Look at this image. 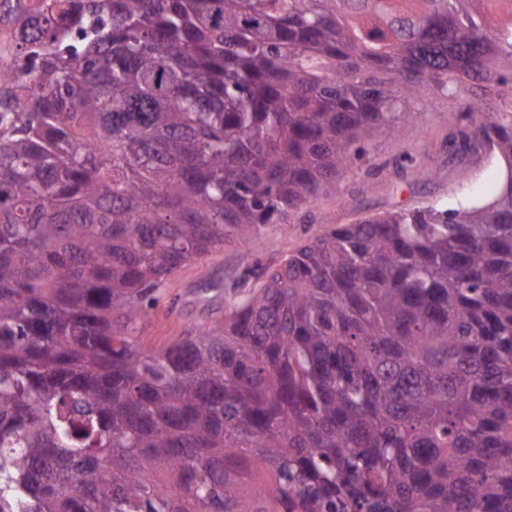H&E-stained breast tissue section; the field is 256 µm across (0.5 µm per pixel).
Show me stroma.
I'll use <instances>...</instances> for the list:
<instances>
[{
	"mask_svg": "<svg viewBox=\"0 0 512 512\" xmlns=\"http://www.w3.org/2000/svg\"><path fill=\"white\" fill-rule=\"evenodd\" d=\"M460 109V99L428 88L421 110L406 114L392 135L366 142L361 156L309 207L187 262L161 286L158 307L146 323L140 346L150 350L202 330L214 318L212 305L224 303L223 297L215 296L214 285L231 286L245 268L257 263L276 267L288 254L339 225L388 210L431 205L452 210L491 200L507 168L449 143L448 115Z\"/></svg>",
	"mask_w": 512,
	"mask_h": 512,
	"instance_id": "35a3bbf8",
	"label": "stroma"
}]
</instances>
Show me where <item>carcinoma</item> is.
Instances as JSON below:
<instances>
[{
  "instance_id": "1",
  "label": "carcinoma",
  "mask_w": 512,
  "mask_h": 512,
  "mask_svg": "<svg viewBox=\"0 0 512 512\" xmlns=\"http://www.w3.org/2000/svg\"><path fill=\"white\" fill-rule=\"evenodd\" d=\"M10 2L0 512H512V0ZM429 86L494 201L336 227L136 345Z\"/></svg>"
}]
</instances>
